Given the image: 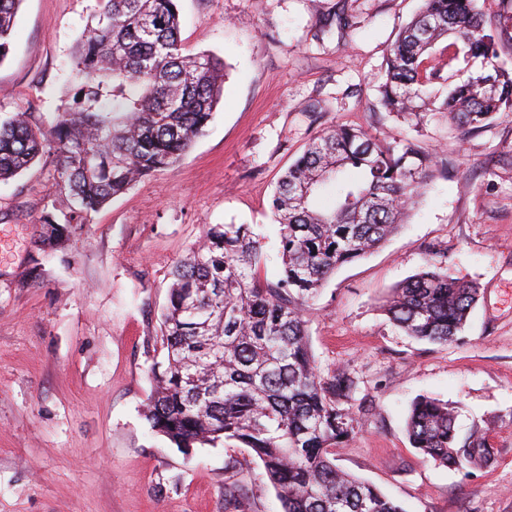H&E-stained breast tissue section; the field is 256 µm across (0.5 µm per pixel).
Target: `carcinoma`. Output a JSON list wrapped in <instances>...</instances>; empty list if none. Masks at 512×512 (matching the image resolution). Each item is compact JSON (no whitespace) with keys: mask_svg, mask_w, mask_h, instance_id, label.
I'll return each instance as SVG.
<instances>
[{"mask_svg":"<svg viewBox=\"0 0 512 512\" xmlns=\"http://www.w3.org/2000/svg\"><path fill=\"white\" fill-rule=\"evenodd\" d=\"M22 0H0V61ZM502 26L478 0H424L391 46L381 105L403 117L446 112L468 134L512 110V69L497 63ZM442 47H437L439 42ZM74 107L43 132L28 113L0 120V180L52 151L74 206L42 220L40 255L69 237L138 180L173 169L213 121L226 66L186 55L176 0H98L73 55ZM434 157L411 140L372 138L336 125L279 178L271 201L281 277L261 276L268 255L248 224H210L170 272L162 312L165 359L151 369V429L179 448L235 441L262 462L283 512H404L373 485L339 469L334 451L357 433L358 385L323 375L307 341L304 309L335 271L378 248L433 175ZM478 283L439 260L392 289L386 313L407 335L458 340ZM410 444L457 470L494 461L479 430L461 438L448 403L420 396L407 418Z\"/></svg>","mask_w":512,"mask_h":512,"instance_id":"1","label":"carcinoma"}]
</instances>
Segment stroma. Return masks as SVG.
Returning <instances> with one entry per match:
<instances>
[{"label":"stroma","mask_w":512,"mask_h":512,"mask_svg":"<svg viewBox=\"0 0 512 512\" xmlns=\"http://www.w3.org/2000/svg\"><path fill=\"white\" fill-rule=\"evenodd\" d=\"M421 0H177L186 53L223 57L214 122L177 167L84 216L41 266L46 213L67 218L56 157L0 182V512H282L250 449L177 448L144 417L162 359L169 272L210 224H249L275 251L279 175L336 124L416 141L436 169L420 202L376 252L338 269L305 312L323 374L358 384L359 431L336 464L405 512H512V112L460 137L447 115L410 125L379 103L386 55ZM97 0H22L0 61V117L49 129L73 103L72 52ZM353 25L333 26L334 13ZM322 103L319 112L312 103ZM477 281L460 341L407 336L382 309L435 256ZM448 403L459 435L482 429L493 464H435L406 433L412 402Z\"/></svg>","instance_id":"35a3bbf8"}]
</instances>
